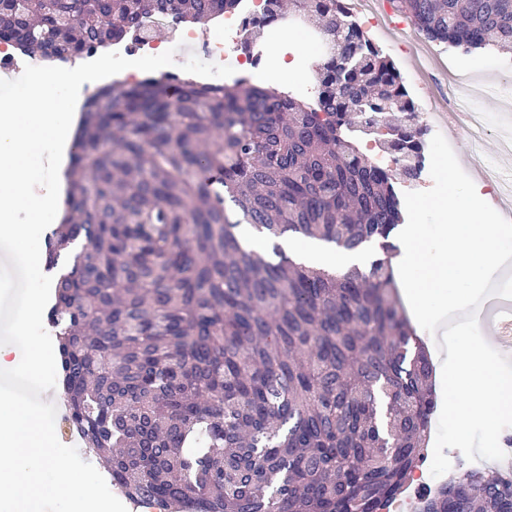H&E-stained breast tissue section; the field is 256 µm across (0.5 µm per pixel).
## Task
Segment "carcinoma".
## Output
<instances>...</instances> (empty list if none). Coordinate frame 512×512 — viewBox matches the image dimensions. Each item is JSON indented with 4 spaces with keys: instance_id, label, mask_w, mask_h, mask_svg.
<instances>
[{
    "instance_id": "cac0c4a2",
    "label": "carcinoma",
    "mask_w": 512,
    "mask_h": 512,
    "mask_svg": "<svg viewBox=\"0 0 512 512\" xmlns=\"http://www.w3.org/2000/svg\"><path fill=\"white\" fill-rule=\"evenodd\" d=\"M236 2L0 0V39L52 63ZM397 2L432 42L512 55V0ZM288 14L326 41L315 103L244 78L106 85L70 149L46 239L63 419L149 512H390L427 454L433 368L390 242L423 129L340 0H265L244 52ZM228 203L271 251L243 248ZM290 233L383 256L334 274L285 257ZM416 512H512V481L460 470Z\"/></svg>"
}]
</instances>
